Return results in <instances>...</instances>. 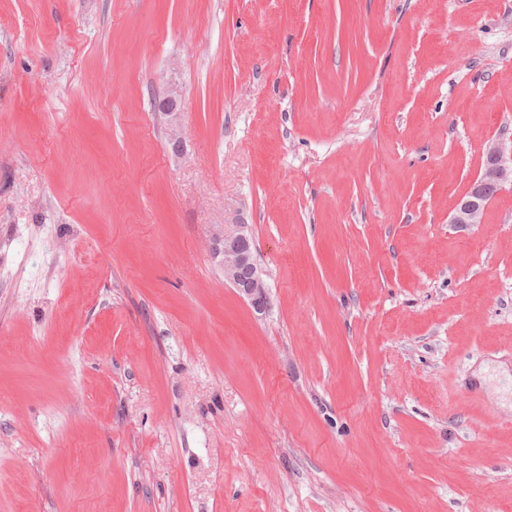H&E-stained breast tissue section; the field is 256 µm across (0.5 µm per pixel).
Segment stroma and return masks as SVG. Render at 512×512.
Listing matches in <instances>:
<instances>
[{"instance_id": "35a3bbf8", "label": "stroma", "mask_w": 512, "mask_h": 512, "mask_svg": "<svg viewBox=\"0 0 512 512\" xmlns=\"http://www.w3.org/2000/svg\"><path fill=\"white\" fill-rule=\"evenodd\" d=\"M494 140L512 0H0V512H512ZM485 165L482 174L470 190L458 199L450 224L482 223L489 201L505 184L512 185V145L509 149L498 141H491L485 148ZM249 224H227L214 238L213 255L219 258L224 281L236 288L259 314L269 310L270 298L262 271L254 259V240Z\"/></svg>"}]
</instances>
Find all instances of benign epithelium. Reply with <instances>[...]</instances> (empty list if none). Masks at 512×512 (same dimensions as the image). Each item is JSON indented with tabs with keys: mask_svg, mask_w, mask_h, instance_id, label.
I'll list each match as a JSON object with an SVG mask.
<instances>
[{
	"mask_svg": "<svg viewBox=\"0 0 512 512\" xmlns=\"http://www.w3.org/2000/svg\"><path fill=\"white\" fill-rule=\"evenodd\" d=\"M482 174L470 190L458 199L452 224H480L489 201L506 184L512 185V147L492 141L485 148ZM213 255L224 270V281L236 288L251 308L263 314L269 310L270 298L262 271L254 259V240L247 224H226L214 238Z\"/></svg>",
	"mask_w": 512,
	"mask_h": 512,
	"instance_id": "benign-epithelium-1",
	"label": "benign epithelium"
}]
</instances>
